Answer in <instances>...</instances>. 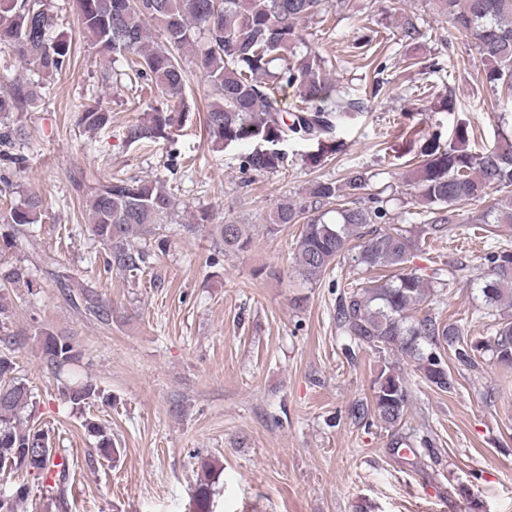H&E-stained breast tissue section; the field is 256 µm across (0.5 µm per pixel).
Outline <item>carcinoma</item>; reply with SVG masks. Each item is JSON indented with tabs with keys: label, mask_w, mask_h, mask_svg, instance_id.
Returning <instances> with one entry per match:
<instances>
[{
	"label": "carcinoma",
	"mask_w": 512,
	"mask_h": 512,
	"mask_svg": "<svg viewBox=\"0 0 512 512\" xmlns=\"http://www.w3.org/2000/svg\"><path fill=\"white\" fill-rule=\"evenodd\" d=\"M82 33L108 59L125 57L135 79L157 88L164 106H150L146 119L128 126L130 142L166 138L181 126L189 112L186 103L185 54L210 88L205 129L209 140L224 147L231 143L261 141L270 147L244 155L240 168L255 174H273L284 165L285 154L275 148L288 134L319 138L330 135L336 124L364 109V102L335 89L327 60L306 44L303 24L329 11L349 9L350 0H74ZM441 17L477 49L483 65L482 81L495 94L512 99V0H426ZM53 17L40 0H0V44L15 49L20 61L37 79L18 78L0 92V193L12 186L11 175L24 168L17 149V117L35 109L41 90L61 74L71 60L72 43L51 36ZM161 31L155 41L151 28ZM206 34V45L192 52L195 32ZM294 92L292 108L284 107L280 90ZM112 112L99 98L78 106L77 123L87 131L109 124ZM473 129L456 124L453 137L441 146L437 135L424 139L417 165L403 173V183L413 190L416 214L422 227L415 232L400 224L386 229V200L368 192L369 177L347 171L339 180H315L299 196L283 197L269 216L265 231L275 234L286 224H300L294 242L298 276L314 284L354 251L362 277L340 284L335 312L336 330L349 340L348 356L369 348L395 352L409 360L425 384L440 391L452 388L441 351L452 349L463 361L489 353L497 363L512 368V250L489 245L488 270L477 283L483 306L481 319L493 322V335L472 343L464 329L423 311L447 281L466 279L467 267L450 263L423 274L405 270L426 239L433 240L456 223L455 206L498 197L472 213L467 223L495 239L512 226V138L492 148L469 149ZM41 197L30 194L0 215L9 229L0 235V251L33 246L27 226L39 221ZM178 206L174 195L157 179L109 177L99 183L86 201L88 226L102 245L104 265L122 272H139L157 254H166L170 242L166 225L173 223ZM222 251L235 254L247 249L252 225L225 221L211 226ZM155 240L149 250L139 239ZM390 269L391 275L381 274ZM61 284L72 306L96 320L106 311L89 288ZM28 292L37 286L28 268L0 259V470L42 476L55 466L47 431L23 415L32 404V392L18 376L9 324L16 314L14 288ZM37 342L47 362L61 371L78 362L81 352L69 336L46 327L36 330ZM64 398L76 408L103 396L90 379L64 386ZM411 390L401 370L386 366L372 382L371 400L352 410L357 421L376 420L388 430L405 423ZM83 427L96 439L97 455L107 461L120 456V448L105 424L87 418ZM195 512H210L214 495L215 461H199ZM26 482L0 492V512H19L29 497Z\"/></svg>",
	"instance_id": "obj_1"
}]
</instances>
